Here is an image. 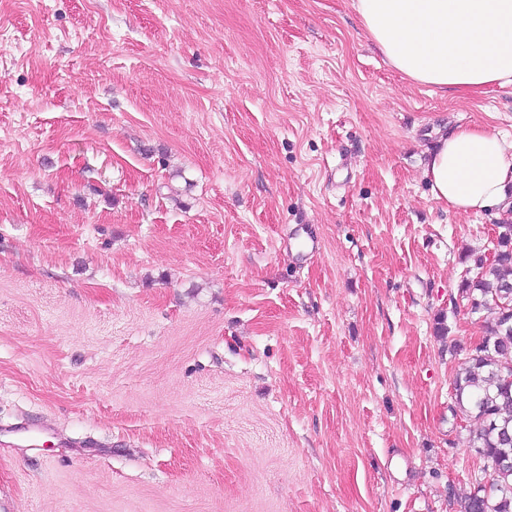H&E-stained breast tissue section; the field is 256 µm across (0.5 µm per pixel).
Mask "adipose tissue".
<instances>
[{
	"label": "adipose tissue",
	"instance_id": "1",
	"mask_svg": "<svg viewBox=\"0 0 512 512\" xmlns=\"http://www.w3.org/2000/svg\"><path fill=\"white\" fill-rule=\"evenodd\" d=\"M363 29L412 83L470 95L512 88V0H354ZM423 174L461 214L512 211V139L478 126L441 136Z\"/></svg>",
	"mask_w": 512,
	"mask_h": 512
}]
</instances>
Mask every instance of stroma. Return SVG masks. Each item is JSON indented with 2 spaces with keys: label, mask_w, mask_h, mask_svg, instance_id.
I'll return each instance as SVG.
<instances>
[{
  "label": "stroma",
  "mask_w": 512,
  "mask_h": 512,
  "mask_svg": "<svg viewBox=\"0 0 512 512\" xmlns=\"http://www.w3.org/2000/svg\"><path fill=\"white\" fill-rule=\"evenodd\" d=\"M460 124L353 0H0V512H452Z\"/></svg>",
  "instance_id": "35a3bbf8"
}]
</instances>
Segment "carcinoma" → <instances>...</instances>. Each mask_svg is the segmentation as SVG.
<instances>
[{
	"mask_svg": "<svg viewBox=\"0 0 512 512\" xmlns=\"http://www.w3.org/2000/svg\"><path fill=\"white\" fill-rule=\"evenodd\" d=\"M496 259L472 258L473 276L461 294L477 311H491L483 342L472 347L457 372L451 410L467 422L469 444L491 463L493 478L472 479L471 491L454 502L457 512H512V221L499 225Z\"/></svg>",
	"mask_w": 512,
	"mask_h": 512,
	"instance_id": "cac0c4a2",
	"label": "carcinoma"
}]
</instances>
